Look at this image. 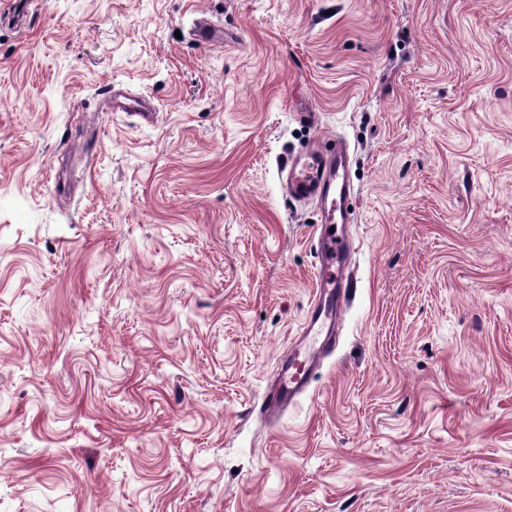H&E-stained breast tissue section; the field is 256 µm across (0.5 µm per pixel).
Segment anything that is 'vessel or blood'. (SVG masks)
Segmentation results:
<instances>
[{
  "label": "vessel or blood",
  "instance_id": "vessel-or-blood-1",
  "mask_svg": "<svg viewBox=\"0 0 512 512\" xmlns=\"http://www.w3.org/2000/svg\"><path fill=\"white\" fill-rule=\"evenodd\" d=\"M343 156L340 149L330 155L312 151L288 165L289 196L300 202L322 201L325 209L318 240L316 290L304 328L307 342L290 351L264 396L262 405L272 417L308 390L320 358L329 350L326 338L333 335L352 287L345 274L351 249L344 237L333 231L334 225L352 221L349 205L354 189L347 175L339 171Z\"/></svg>",
  "mask_w": 512,
  "mask_h": 512
}]
</instances>
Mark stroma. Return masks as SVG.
I'll return each mask as SVG.
<instances>
[{"instance_id": "obj_1", "label": "stroma", "mask_w": 512, "mask_h": 512, "mask_svg": "<svg viewBox=\"0 0 512 512\" xmlns=\"http://www.w3.org/2000/svg\"><path fill=\"white\" fill-rule=\"evenodd\" d=\"M0 512H512V0H0ZM344 155L345 151L336 147L331 156L312 151L288 164V195L300 202L321 200L325 209L315 265L316 290L304 328L306 344L290 351L264 396L262 406L272 417L310 387L320 358L330 350V345L321 342L320 337L334 335L336 322L352 288L345 275L351 249L343 234L336 236L337 228L331 232L335 224L352 222L349 205L354 189L345 169L339 173Z\"/></svg>"}]
</instances>
